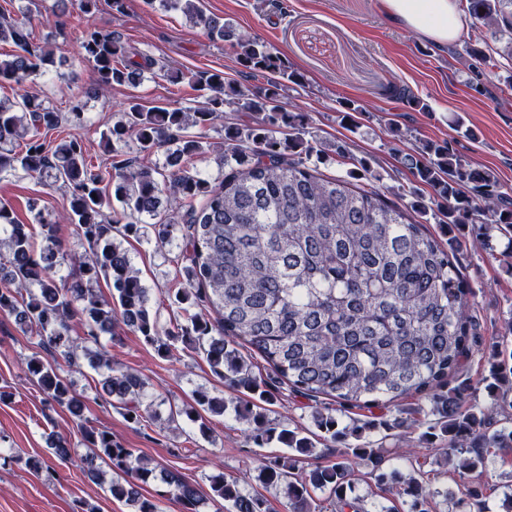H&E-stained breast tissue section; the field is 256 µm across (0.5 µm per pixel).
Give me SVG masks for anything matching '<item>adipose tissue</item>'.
<instances>
[{"label": "adipose tissue", "mask_w": 512, "mask_h": 512, "mask_svg": "<svg viewBox=\"0 0 512 512\" xmlns=\"http://www.w3.org/2000/svg\"><path fill=\"white\" fill-rule=\"evenodd\" d=\"M381 11L393 22L444 48L466 30L461 0H379Z\"/></svg>", "instance_id": "ef3b65f1"}]
</instances>
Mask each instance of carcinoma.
Wrapping results in <instances>:
<instances>
[{
  "mask_svg": "<svg viewBox=\"0 0 512 512\" xmlns=\"http://www.w3.org/2000/svg\"><path fill=\"white\" fill-rule=\"evenodd\" d=\"M148 2L207 28L212 39L227 43L247 73H270L274 79L258 93L219 73L166 72L202 92L203 104L147 109L130 98L119 119L100 132L101 145L112 154V166L104 169L92 166L77 136L51 148L46 144L45 136L62 123L83 122L79 97H72L66 113L27 94L0 101V177L22 171L69 190L64 213L30 203L31 224L19 222L12 205L0 200V311L66 361L84 359L100 373L102 391L136 424L148 413L141 400L146 382L112 367L101 338L126 329L162 358L173 357L179 347L203 352L214 374L244 394L237 410L248 425V439L287 449L263 458L257 479L281 488L290 512H322L318 492L328 495L334 512H366L352 496L357 465L372 466L379 484L397 482V472L383 468L385 456L367 432L407 426L402 402L409 397L428 403L415 413L434 417L400 449L399 457L413 471L421 465L415 447L434 441L448 443L434 464L460 474L481 473L492 457L511 453L512 316L504 320L493 349L483 381L485 401L462 409L468 387H452L450 380L481 351L469 307L472 289L454 260V237L445 243L420 223L430 210L424 196L413 192L399 204L375 186L357 185L380 180L365 160L344 176L324 177L319 165L334 155L345 157V146H322L305 115L280 101L285 83L298 85L303 75L256 37L205 17L198 0ZM465 9L507 38L504 51L512 56V0H465ZM32 20L29 7L17 18L0 17V41L16 47L11 58L0 59L1 80L22 84L54 63L51 53L32 46ZM78 52L94 64L105 89L163 71L158 60L127 45L120 33L96 27L85 32ZM390 93L414 108H427L406 85L393 84ZM226 106L245 120L225 127L221 142L188 133L213 125ZM162 148L163 164L146 161ZM202 156L214 157L221 177L213 181L187 166ZM402 163L432 188L447 230L469 225L485 249L491 248L493 233L512 234V196L493 173L471 167L449 143L423 141ZM164 198L175 206L162 208ZM148 219L158 246L179 248L184 280L174 294L184 312L179 322L165 324L152 311L148 288L122 248L121 239L139 236ZM63 223L77 226L84 251L62 249L56 232ZM61 264L70 269L67 283L54 275ZM102 276L112 283L109 299L97 291ZM73 322L84 327L83 335H71ZM242 347L271 374L255 373L253 357L242 355ZM25 369L46 398L76 421L87 448L81 458L87 477L108 483L112 498L133 505L135 512H161L159 500L139 492L157 478L151 460L91 425L84 398L51 364L33 356ZM279 384L315 403L310 418L319 437L343 444L334 464L290 478L297 464L316 452V442L303 428L269 423L263 405L275 402ZM351 408L394 410L398 417L391 423L344 425L340 414ZM225 409L224 398L197 390L193 404L171 410L170 418L186 417L205 436L206 415ZM104 464L120 477L106 479ZM164 482L182 512H200L207 502L220 512L226 504L232 512H269L266 500L222 475L211 478L208 496L174 473ZM403 494L410 498L409 512H429L434 493L415 476L406 479ZM452 512H483V494L470 491Z\"/></svg>",
  "mask_w": 512,
  "mask_h": 512,
  "instance_id": "obj_1",
  "label": "carcinoma"
}]
</instances>
